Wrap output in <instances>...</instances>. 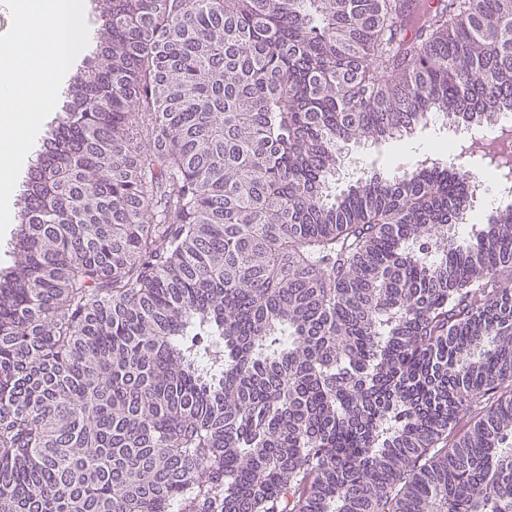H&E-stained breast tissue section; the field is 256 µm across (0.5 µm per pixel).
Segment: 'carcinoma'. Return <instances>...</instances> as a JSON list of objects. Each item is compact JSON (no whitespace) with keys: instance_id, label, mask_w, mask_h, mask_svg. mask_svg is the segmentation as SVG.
<instances>
[{"instance_id":"carcinoma-1","label":"carcinoma","mask_w":512,"mask_h":512,"mask_svg":"<svg viewBox=\"0 0 512 512\" xmlns=\"http://www.w3.org/2000/svg\"><path fill=\"white\" fill-rule=\"evenodd\" d=\"M101 14L0 270V512H512V208L441 149L332 190L512 112V0ZM448 136V126L439 119L419 130L413 138H398L379 146L351 143L348 156L362 171H376L389 176L399 168L412 167L418 156L429 150L434 141L448 140Z\"/></svg>"}]
</instances>
